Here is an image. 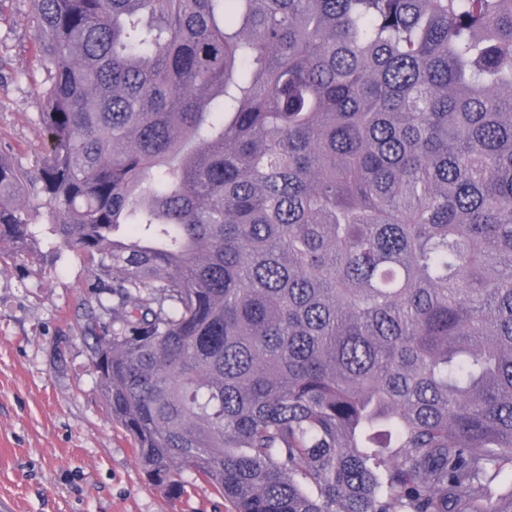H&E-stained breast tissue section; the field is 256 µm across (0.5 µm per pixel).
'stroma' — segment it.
Here are the masks:
<instances>
[{"label":"stroma","mask_w":512,"mask_h":512,"mask_svg":"<svg viewBox=\"0 0 512 512\" xmlns=\"http://www.w3.org/2000/svg\"><path fill=\"white\" fill-rule=\"evenodd\" d=\"M41 81L25 0H0V152L27 169L46 152ZM25 205L43 258L0 261V512H227L193 474L180 496L148 480L80 336L91 272L58 249L42 197Z\"/></svg>","instance_id":"35a3bbf8"}]
</instances>
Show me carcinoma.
Returning <instances> with one entry per match:
<instances>
[{"instance_id":"cac0c4a2","label":"carcinoma","mask_w":512,"mask_h":512,"mask_svg":"<svg viewBox=\"0 0 512 512\" xmlns=\"http://www.w3.org/2000/svg\"><path fill=\"white\" fill-rule=\"evenodd\" d=\"M50 231L147 475L512 512V0H27ZM0 158V255L40 256Z\"/></svg>"}]
</instances>
